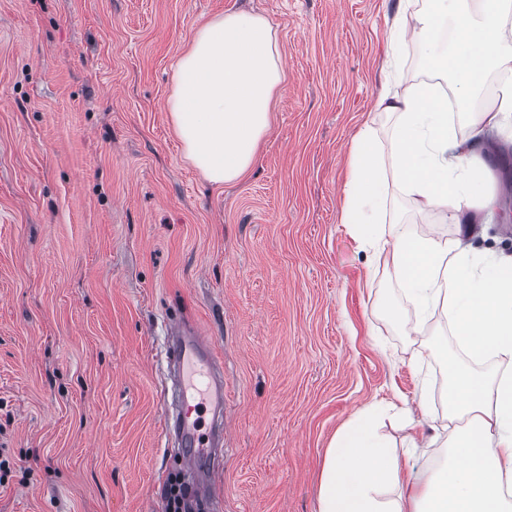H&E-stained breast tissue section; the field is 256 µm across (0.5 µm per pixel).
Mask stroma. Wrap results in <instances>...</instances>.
<instances>
[{"label": "stroma", "mask_w": 512, "mask_h": 512, "mask_svg": "<svg viewBox=\"0 0 512 512\" xmlns=\"http://www.w3.org/2000/svg\"><path fill=\"white\" fill-rule=\"evenodd\" d=\"M395 0H0V512H162L169 329L224 363V465L209 512H317L323 456L354 415L409 446L428 387L443 427L438 309L412 304L341 222L352 139L374 103ZM248 9L276 28L284 81L252 168L215 186L165 108L195 31ZM495 200L474 247L512 254V135L487 158ZM393 212L454 236L391 185ZM444 345L447 360L429 358Z\"/></svg>", "instance_id": "35a3bbf8"}]
</instances>
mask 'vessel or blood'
Returning <instances> with one entry per match:
<instances>
[{
	"label": "vessel or blood",
	"mask_w": 512,
	"mask_h": 512,
	"mask_svg": "<svg viewBox=\"0 0 512 512\" xmlns=\"http://www.w3.org/2000/svg\"><path fill=\"white\" fill-rule=\"evenodd\" d=\"M168 342L178 373V408L167 413L166 430L180 440L187 475L201 473L211 480L223 469L213 436L224 430V375L216 370L213 344L185 323L173 324Z\"/></svg>",
	"instance_id": "obj_1"
}]
</instances>
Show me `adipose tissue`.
<instances>
[{"label":"adipose tissue","mask_w":512,"mask_h":512,"mask_svg":"<svg viewBox=\"0 0 512 512\" xmlns=\"http://www.w3.org/2000/svg\"><path fill=\"white\" fill-rule=\"evenodd\" d=\"M397 0L394 51L419 43L426 70L455 72L453 93L421 81L402 90L382 87L377 111L393 119L387 144L371 125L352 142L341 221L362 249L384 262L410 295L417 318L447 310L465 352L507 363L494 375L450 366L443 397L448 419L460 422L446 459L415 469L414 451L438 436L412 440L397 456L381 437L371 410L349 421L327 448L318 512H512V255L478 257L461 237L414 235L388 218L387 179L413 201L453 210L463 223V203L483 162L512 114V89L496 108L472 106L493 73L512 72V0ZM457 32L454 52L441 49L445 17ZM284 65L277 32L258 13L232 10L195 32L171 75L166 102L185 156L210 183L238 181L255 161L270 129V108L282 86ZM466 102L469 132L457 137L448 98Z\"/></svg>","instance_id":"1"}]
</instances>
